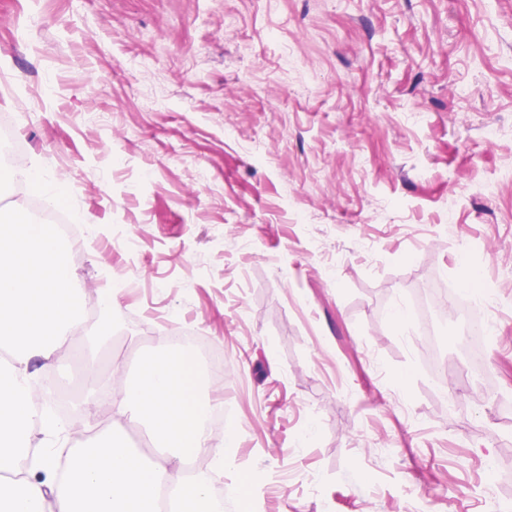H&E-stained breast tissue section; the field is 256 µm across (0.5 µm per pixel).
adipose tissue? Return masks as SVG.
<instances>
[{
  "instance_id": "1",
  "label": "adipose tissue",
  "mask_w": 512,
  "mask_h": 512,
  "mask_svg": "<svg viewBox=\"0 0 512 512\" xmlns=\"http://www.w3.org/2000/svg\"><path fill=\"white\" fill-rule=\"evenodd\" d=\"M70 261L48 225L18 214L0 225V512H222L206 476L187 472L205 454L223 463L224 448L206 432L213 407L202 372L179 349L146 358L135 376L115 367L100 391L112 407V426L91 446L74 447L65 461L35 452L33 432L62 431L36 413L28 382L31 358L51 357L79 320ZM149 425L162 441L151 460L116 439L124 423Z\"/></svg>"
}]
</instances>
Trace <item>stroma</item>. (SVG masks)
I'll list each match as a JSON object with an SVG mask.
<instances>
[{"instance_id":"obj_1","label":"stroma","mask_w":512,"mask_h":512,"mask_svg":"<svg viewBox=\"0 0 512 512\" xmlns=\"http://www.w3.org/2000/svg\"><path fill=\"white\" fill-rule=\"evenodd\" d=\"M1 114L85 229L83 305L120 290L31 382L101 325L105 377L187 325L230 512L512 504V0H0ZM440 279L498 299L482 372L436 303L426 367Z\"/></svg>"}]
</instances>
